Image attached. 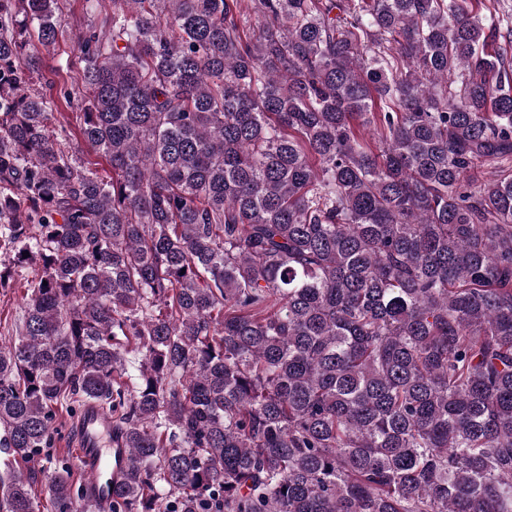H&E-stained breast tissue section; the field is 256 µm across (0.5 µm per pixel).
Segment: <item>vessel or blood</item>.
Masks as SVG:
<instances>
[{
	"instance_id": "obj_1",
	"label": "vessel or blood",
	"mask_w": 512,
	"mask_h": 512,
	"mask_svg": "<svg viewBox=\"0 0 512 512\" xmlns=\"http://www.w3.org/2000/svg\"><path fill=\"white\" fill-rule=\"evenodd\" d=\"M77 468L88 499L97 512H108L112 487L103 479L104 471L120 474L128 458L127 449L112 439V420L95 406L85 407L75 425Z\"/></svg>"
}]
</instances>
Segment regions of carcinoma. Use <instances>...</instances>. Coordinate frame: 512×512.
Listing matches in <instances>:
<instances>
[{
	"label": "carcinoma",
	"mask_w": 512,
	"mask_h": 512,
	"mask_svg": "<svg viewBox=\"0 0 512 512\" xmlns=\"http://www.w3.org/2000/svg\"><path fill=\"white\" fill-rule=\"evenodd\" d=\"M111 2L59 87L61 0H0V512L88 402L112 512H512V13ZM34 274L29 270L22 276L16 277L9 288H0V345L15 337L16 328L22 320L27 292V280Z\"/></svg>",
	"instance_id": "1"
}]
</instances>
